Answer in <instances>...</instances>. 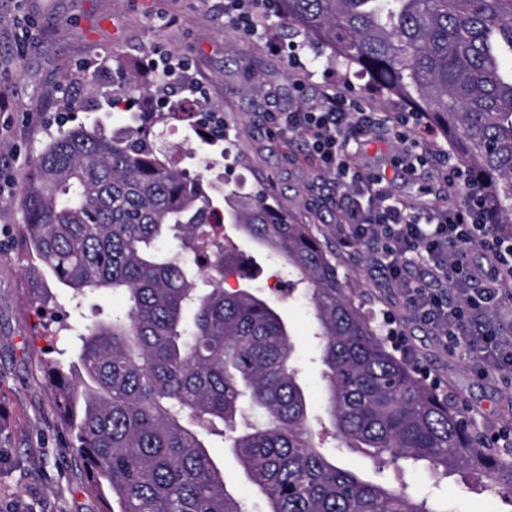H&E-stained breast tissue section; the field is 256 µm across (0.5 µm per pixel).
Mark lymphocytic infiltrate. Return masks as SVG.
Returning a JSON list of instances; mask_svg holds the SVG:
<instances>
[{"label":"lymphocytic infiltrate","mask_w":512,"mask_h":512,"mask_svg":"<svg viewBox=\"0 0 512 512\" xmlns=\"http://www.w3.org/2000/svg\"><path fill=\"white\" fill-rule=\"evenodd\" d=\"M275 132L307 138L314 163L342 184V219L336 231L349 244L361 243L389 256V281L401 288L407 304L440 342L466 347L484 370L512 375V336L500 326L473 331L472 322L487 312L512 313V234L493 224H479L466 209L446 205L422 216L408 204L393 201L380 169L352 173L353 144L369 132L392 124L406 142L419 132V114L393 117L363 108L345 94L323 93L319 103L269 117ZM369 208H361L359 197ZM481 247L486 266L466 262L469 247ZM422 252L430 280L410 277V254Z\"/></svg>","instance_id":"lymphocytic-infiltrate-1"}]
</instances>
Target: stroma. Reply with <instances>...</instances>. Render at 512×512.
<instances>
[{
  "instance_id": "1",
  "label": "stroma",
  "mask_w": 512,
  "mask_h": 512,
  "mask_svg": "<svg viewBox=\"0 0 512 512\" xmlns=\"http://www.w3.org/2000/svg\"><path fill=\"white\" fill-rule=\"evenodd\" d=\"M225 0H0V512H99L81 469L74 432L51 393L46 364L77 363L72 338L94 306L122 311L119 294L99 293L75 309L68 292L53 288L52 307L32 293L30 260L21 246V204L37 157L49 133L65 122L95 119L109 134L131 122L127 112L103 111L98 102L123 80L124 61L151 64L165 56L179 59L171 96L142 100L153 112L168 99L198 97L200 104L224 115L225 137L192 139V151L206 154L207 180L242 182L246 190H274L282 210L312 225L336 254L339 272L355 283L374 321L390 336L399 357L414 365L428 382L463 408L475 431L495 435L512 429V379L479 374L476 359L464 348L449 350L407 308L400 289L386 278L387 258L337 235L341 194L333 175L307 159L302 137H280L268 115L294 112L318 98L324 87L357 98L377 112H403L407 106L367 91V78L345 70L312 48L300 50L306 66L304 91H297L287 53L273 54L280 21L265 17L253 38H245L224 12ZM438 152L420 176L409 175L393 159L404 145L391 133L376 130L359 144L362 164L384 169L395 199L426 213L445 205L439 193L442 157L449 143L440 132H420ZM224 233L242 254L240 277L231 288L252 286L277 301L295 344V364L313 416L324 413L322 366L311 317L301 299L282 293L288 275L266 251L239 235ZM212 457L224 472L229 492L245 499L251 512H265L232 449L214 439ZM337 462L411 493L447 500L451 512H512L496 488L474 489L468 476L450 473L433 484L428 471L407 463L379 465L344 450Z\"/></svg>"
}]
</instances>
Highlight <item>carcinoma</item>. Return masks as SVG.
I'll list each match as a JSON object with an SVG mask.
<instances>
[{
    "mask_svg": "<svg viewBox=\"0 0 512 512\" xmlns=\"http://www.w3.org/2000/svg\"><path fill=\"white\" fill-rule=\"evenodd\" d=\"M274 2L284 37L322 42L381 98L425 113L480 185L464 197L478 223L512 227V0ZM133 89L112 90L111 106L133 104ZM168 135L161 112L120 135L62 131L24 197L23 241L40 276L76 297L126 299L86 325L79 370L48 364L101 512H248L210 456L215 436L267 512H450L317 449L292 332L270 300L224 288L240 257L214 242L215 223L237 226L304 285L339 447L512 490V461L388 349L311 226L263 192L226 190L219 209L202 176L171 159Z\"/></svg>",
    "mask_w": 512,
    "mask_h": 512,
    "instance_id": "obj_1",
    "label": "carcinoma"
}]
</instances>
